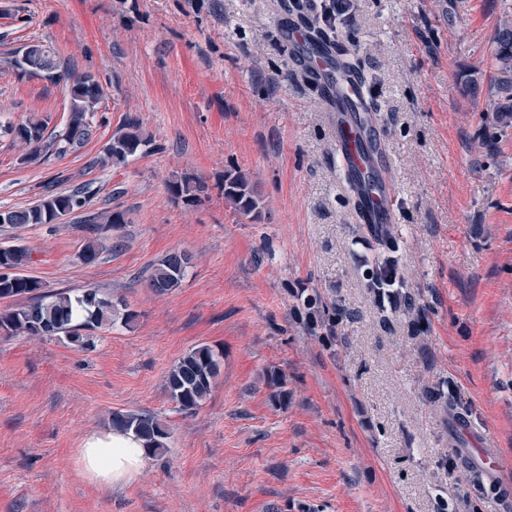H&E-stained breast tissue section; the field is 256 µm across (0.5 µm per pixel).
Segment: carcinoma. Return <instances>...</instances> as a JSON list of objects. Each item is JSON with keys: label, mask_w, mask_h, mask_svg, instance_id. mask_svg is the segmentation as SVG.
<instances>
[{"label": "carcinoma", "mask_w": 512, "mask_h": 512, "mask_svg": "<svg viewBox=\"0 0 512 512\" xmlns=\"http://www.w3.org/2000/svg\"><path fill=\"white\" fill-rule=\"evenodd\" d=\"M492 69L490 87L496 100L493 111L504 118H512V15L499 21L492 41ZM5 67L21 77L45 80L52 85L68 80L67 116L62 130L48 131V121L40 118L29 119L17 126L6 128L12 142L21 146L24 153L19 158L22 164L38 160L43 148L56 147L60 154L75 149L90 139L95 112L103 97L104 90L91 72L74 75L68 72L49 47L40 42H30L15 56L4 61ZM153 149V140L147 135L142 123L136 118L126 119L112 139L105 145L97 163L116 167L125 165L138 155ZM203 181L194 178L175 179L168 184L171 198L187 205L201 202L205 193ZM224 199L232 202L234 208L245 216L255 217L261 209V198L255 187L240 172L224 174L222 186ZM91 196L77 187L68 193L56 191L48 186L42 197L25 209H10V219L0 226H44L56 224L75 211L89 206ZM125 223L122 211L106 210L94 213L86 219L83 230L92 234L78 254V259L90 264L97 260L99 237L106 231H116ZM368 237L380 247V252L366 264L363 276L365 286L378 301L396 298L398 307L406 314L421 315L424 305L421 294L406 289L399 274L400 234L393 224H366ZM32 261V251L26 245L0 246V300L15 297L24 299V304L0 311V334L5 337L30 336L63 340L78 350H87L95 345L96 332L120 322L132 324L138 313L128 304L118 305L96 289L80 294L67 290L46 292L42 283L26 274ZM191 256L185 252H172L154 265L146 277L147 287L157 296H164L179 288L190 265ZM221 353L209 345L192 348L177 360L169 370L165 388L170 400L179 411L194 414L210 395L219 374ZM266 386L274 402L288 398L286 375L279 370L265 373ZM424 401L445 412H451L458 420L467 423L472 411L457 392H449L441 383H435L423 390ZM111 425L142 441L147 454L153 457L168 450L171 431L161 418L146 412L114 411ZM437 467L452 474L462 469L468 474L472 487L483 493L485 472L469 457L455 449L451 455L437 461Z\"/></svg>", "instance_id": "1"}]
</instances>
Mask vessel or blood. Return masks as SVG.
<instances>
[{
	"mask_svg": "<svg viewBox=\"0 0 512 512\" xmlns=\"http://www.w3.org/2000/svg\"><path fill=\"white\" fill-rule=\"evenodd\" d=\"M288 44L307 56L311 69L326 84L327 98L336 114V154L362 220L367 224L393 223L395 191L378 170V146L370 136L367 115L371 106L363 82L350 73L330 45L313 39L304 29L289 28Z\"/></svg>",
	"mask_w": 512,
	"mask_h": 512,
	"instance_id": "b4317fda",
	"label": "vessel or blood"
}]
</instances>
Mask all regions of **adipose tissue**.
<instances>
[{"label":"adipose tissue","instance_id":"1","mask_svg":"<svg viewBox=\"0 0 512 512\" xmlns=\"http://www.w3.org/2000/svg\"><path fill=\"white\" fill-rule=\"evenodd\" d=\"M80 474L91 484L115 488L134 482L146 464L141 441L120 430L87 434L74 456Z\"/></svg>","mask_w":512,"mask_h":512}]
</instances>
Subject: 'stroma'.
<instances>
[{"instance_id": "stroma-1", "label": "stroma", "mask_w": 512, "mask_h": 512, "mask_svg": "<svg viewBox=\"0 0 512 512\" xmlns=\"http://www.w3.org/2000/svg\"><path fill=\"white\" fill-rule=\"evenodd\" d=\"M297 0H0V61L32 41L105 94L91 139L65 155L18 162L6 132L39 117L62 128L64 84L0 64V206L35 203L45 182L87 185L90 211H123L92 264L74 213L51 226L0 230L33 251L45 290L96 289L138 313L93 348L0 336V512H512V125L493 110L487 50L512 0H352L335 29ZM325 36L360 73L387 155L401 233L399 272L423 318L380 308L361 273L376 254L359 234L340 173L331 114L288 45L287 25ZM474 79L477 95L464 94ZM154 150L115 168L92 161L125 117ZM244 173L260 216L221 186ZM207 186L171 200L169 181ZM185 251L180 288L156 296L153 264ZM352 317L326 341L333 307ZM223 353L193 414L166 390L192 347ZM287 379L272 402L266 371ZM470 402V426L425 404L438 381ZM119 410L160 416L167 453L130 485L101 488L74 465L89 433ZM497 492L474 498L466 473L435 461L451 440L483 463ZM206 186L203 181L194 178H180L170 181L168 192L175 202L182 201L187 205L201 202V195L205 193Z\"/></svg>"}]
</instances>
